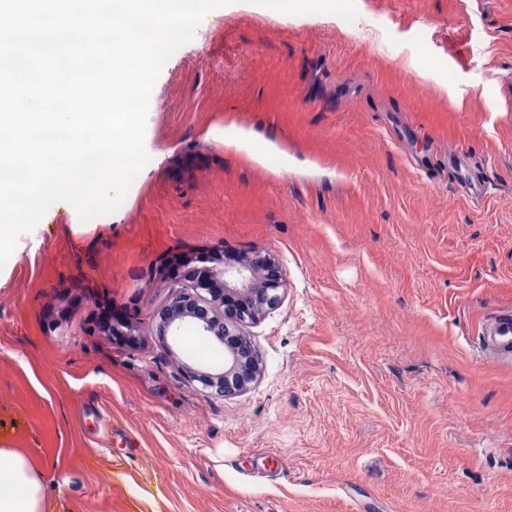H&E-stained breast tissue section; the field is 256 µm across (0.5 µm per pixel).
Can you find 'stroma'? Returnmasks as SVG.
Returning a JSON list of instances; mask_svg holds the SVG:
<instances>
[{
  "mask_svg": "<svg viewBox=\"0 0 512 512\" xmlns=\"http://www.w3.org/2000/svg\"><path fill=\"white\" fill-rule=\"evenodd\" d=\"M145 150L111 223L58 209L0 281V446L46 512H512V367L479 348L512 308V0H232ZM240 252L285 286L219 397L153 317L173 256Z\"/></svg>",
  "mask_w": 512,
  "mask_h": 512,
  "instance_id": "obj_1",
  "label": "stroma"
}]
</instances>
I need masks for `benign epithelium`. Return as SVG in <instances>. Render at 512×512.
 <instances>
[{"label":"benign epithelium","mask_w":512,"mask_h":512,"mask_svg":"<svg viewBox=\"0 0 512 512\" xmlns=\"http://www.w3.org/2000/svg\"><path fill=\"white\" fill-rule=\"evenodd\" d=\"M284 287L278 264L256 252L233 263L214 266L208 274L187 273V283L173 290L156 309L153 335L177 339L185 326L224 346V366L191 369L188 377L220 397L246 390L259 375L258 356L240 348L243 328L258 321L281 299Z\"/></svg>","instance_id":"7a95c632"}]
</instances>
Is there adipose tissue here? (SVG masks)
I'll list each match as a JSON object with an SVG mask.
<instances>
[{"label":"adipose tissue","instance_id":"ef3b65f1","mask_svg":"<svg viewBox=\"0 0 512 512\" xmlns=\"http://www.w3.org/2000/svg\"><path fill=\"white\" fill-rule=\"evenodd\" d=\"M0 512H45L40 472L9 448H0Z\"/></svg>","mask_w":512,"mask_h":512}]
</instances>
